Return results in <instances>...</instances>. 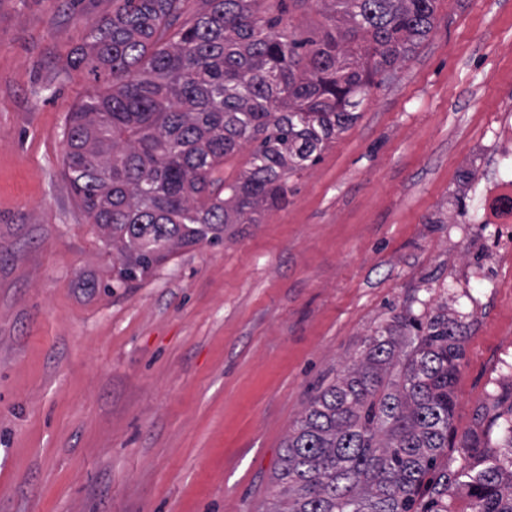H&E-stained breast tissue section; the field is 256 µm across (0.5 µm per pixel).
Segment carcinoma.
Listing matches in <instances>:
<instances>
[{
    "instance_id": "obj_1",
    "label": "carcinoma",
    "mask_w": 512,
    "mask_h": 512,
    "mask_svg": "<svg viewBox=\"0 0 512 512\" xmlns=\"http://www.w3.org/2000/svg\"><path fill=\"white\" fill-rule=\"evenodd\" d=\"M112 0L67 58L112 83L68 113L64 163L118 281L150 274L179 249L224 242L278 206L288 180L358 118L370 89L426 39L437 0H333L349 26L307 48L261 0ZM357 51L349 46L355 40ZM253 145L240 179L226 158ZM464 346L436 315L388 325L316 391L288 434L271 512H448V448ZM402 361L396 378L391 368ZM469 474L475 512H512V459Z\"/></svg>"
}]
</instances>
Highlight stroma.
<instances>
[{
  "mask_svg": "<svg viewBox=\"0 0 512 512\" xmlns=\"http://www.w3.org/2000/svg\"><path fill=\"white\" fill-rule=\"evenodd\" d=\"M299 41L329 0H264ZM112 0H0V512H269L289 431L394 318L460 317L450 475L485 465L512 411V252L495 287L460 241L499 100L512 0H439L434 28L288 201L142 280L65 173L71 108L106 74L68 56Z\"/></svg>",
  "mask_w": 512,
  "mask_h": 512,
  "instance_id": "obj_1",
  "label": "stroma"
}]
</instances>
